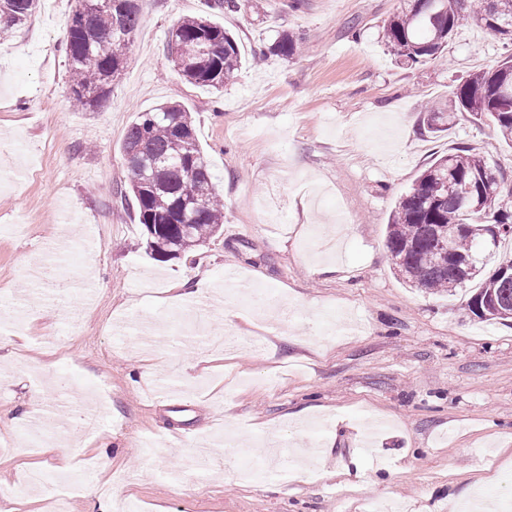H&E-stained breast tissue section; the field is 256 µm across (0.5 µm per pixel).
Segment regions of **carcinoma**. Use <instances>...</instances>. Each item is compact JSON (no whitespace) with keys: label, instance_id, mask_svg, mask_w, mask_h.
I'll return each mask as SVG.
<instances>
[{"label":"carcinoma","instance_id":"carcinoma-1","mask_svg":"<svg viewBox=\"0 0 512 512\" xmlns=\"http://www.w3.org/2000/svg\"><path fill=\"white\" fill-rule=\"evenodd\" d=\"M39 0H0V35L30 17ZM512 43V0H405L404 6L385 24L383 38L400 63L416 65L439 57L453 33L465 20ZM142 20L138 0H120V7L95 8L90 0H75L67 25L65 54L70 74L72 102L94 111L106 102L112 82L127 63L132 34ZM169 33L179 60L180 81L217 91L236 77L241 55L234 37L224 26L204 17H185ZM300 40L282 36L274 51L285 57L296 53ZM487 120L501 140L512 145V57L496 67L462 81L450 112L427 113L434 132H445L459 116ZM129 172V190L140 224H187L153 239L152 254L167 258L166 250L185 251L199 245L224 223V204L208 165L198 147L190 113L180 101L157 105L137 113L122 144ZM154 163L157 174L149 188L140 184L137 163ZM199 182L196 203L183 209L189 179ZM509 230L497 236L489 225ZM453 231L451 253L434 251L437 236ZM512 239V183L492 171L483 157L467 146L438 157L416 178L400 198L388 224L387 248L403 281L426 291H451L474 281L480 273L461 267L464 260L477 269L500 240ZM468 307L477 317L512 319V260L500 262L483 278Z\"/></svg>","mask_w":512,"mask_h":512}]
</instances>
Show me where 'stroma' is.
<instances>
[{
	"label": "stroma",
	"mask_w": 512,
	"mask_h": 512,
	"mask_svg": "<svg viewBox=\"0 0 512 512\" xmlns=\"http://www.w3.org/2000/svg\"><path fill=\"white\" fill-rule=\"evenodd\" d=\"M289 2L225 13L140 0L127 65L95 112L70 103L74 0H41L0 45V512H47L56 476L74 472L68 512L121 499L138 512H364L371 499L449 512V497L478 489L512 502V322L473 315L474 284L410 287L386 246L399 198L459 144L512 180V147L489 123L464 116L440 134L423 123L425 101L450 107L512 46L471 23L410 67L382 40L401 0ZM186 16L236 38L243 65L223 90L181 83L165 39ZM283 33L300 54L270 53ZM172 98L191 114L224 222L157 260L116 190L128 127ZM187 277L204 286L177 297ZM258 293L273 309L254 320L245 301ZM102 383L89 438L71 397ZM38 416L55 444L22 448ZM220 425L234 466L201 471L193 458ZM266 436L322 447L316 471L242 480L266 466Z\"/></svg>",
	"instance_id": "obj_1"
}]
</instances>
